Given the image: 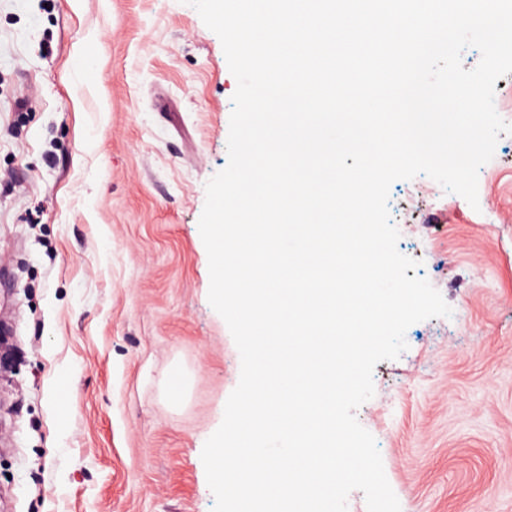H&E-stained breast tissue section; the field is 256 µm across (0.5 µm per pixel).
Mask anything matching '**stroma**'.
Listing matches in <instances>:
<instances>
[{
	"instance_id": "stroma-1",
	"label": "stroma",
	"mask_w": 512,
	"mask_h": 512,
	"mask_svg": "<svg viewBox=\"0 0 512 512\" xmlns=\"http://www.w3.org/2000/svg\"><path fill=\"white\" fill-rule=\"evenodd\" d=\"M231 74L183 0H0V496L10 512H212L201 452L241 358L199 231ZM478 207L395 181L399 252L451 307L356 411L401 512H512V134Z\"/></svg>"
}]
</instances>
